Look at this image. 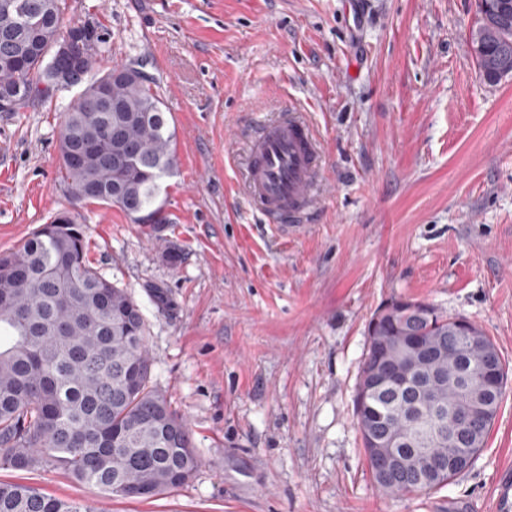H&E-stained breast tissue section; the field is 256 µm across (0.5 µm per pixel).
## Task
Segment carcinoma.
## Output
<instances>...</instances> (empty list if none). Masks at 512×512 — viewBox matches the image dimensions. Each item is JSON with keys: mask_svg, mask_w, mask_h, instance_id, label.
Returning a JSON list of instances; mask_svg holds the SVG:
<instances>
[{"mask_svg": "<svg viewBox=\"0 0 512 512\" xmlns=\"http://www.w3.org/2000/svg\"><path fill=\"white\" fill-rule=\"evenodd\" d=\"M61 0H0V89L21 84L26 94L12 110L51 96L58 84L51 61L62 38ZM485 57L508 56L512 64V9L481 20ZM98 52L84 55L85 89L62 123L60 169L70 189L87 200L119 207L133 222L141 210L163 211V180L173 174V132L163 100L139 62L93 73ZM139 70L131 79L123 72ZM101 82L111 86L115 107L90 101ZM112 142L85 163L69 151L106 132ZM80 225L44 224L17 248L0 254V467L17 471L65 469L80 484L93 485L109 498L157 496L188 482L199 466L184 418L152 385L146 350V324L128 292L85 261ZM458 317H447L429 303L409 298L391 301L369 321L367 353L361 374L390 366L416 367L405 391L418 399V417L382 396L368 399L366 421L381 416L389 439L402 457L392 482L378 478V458L361 444L371 476L389 494H417L440 488L475 460L462 444L456 420L468 401L461 384V357L480 370L488 354L501 366L494 399L498 412L508 367L485 331L464 341L456 335ZM439 416L445 432L427 423ZM495 419L471 431L484 448ZM381 426L377 430L385 429ZM423 438L424 451L407 446ZM443 473L421 481L431 461ZM0 512H81V507L36 488L0 482Z\"/></svg>", "mask_w": 512, "mask_h": 512, "instance_id": "cac0c4a2", "label": "carcinoma"}]
</instances>
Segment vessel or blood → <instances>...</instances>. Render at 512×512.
I'll return each mask as SVG.
<instances>
[{
  "instance_id": "obj_1",
  "label": "vessel or blood",
  "mask_w": 512,
  "mask_h": 512,
  "mask_svg": "<svg viewBox=\"0 0 512 512\" xmlns=\"http://www.w3.org/2000/svg\"><path fill=\"white\" fill-rule=\"evenodd\" d=\"M317 154L312 128L293 113L264 124L250 141L249 192L280 234L300 228L313 214ZM494 512H512L511 468L497 479Z\"/></svg>"
}]
</instances>
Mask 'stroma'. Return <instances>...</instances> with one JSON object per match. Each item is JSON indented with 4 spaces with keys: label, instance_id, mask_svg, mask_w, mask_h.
I'll return each mask as SVG.
<instances>
[{
    "label": "stroma",
    "instance_id": "stroma-1",
    "mask_svg": "<svg viewBox=\"0 0 512 512\" xmlns=\"http://www.w3.org/2000/svg\"><path fill=\"white\" fill-rule=\"evenodd\" d=\"M93 22L96 67L141 61L167 107L176 167L165 224L74 197L58 141L80 87L0 112V252L60 213L88 264L147 325L152 382L182 414L194 477L108 499L59 468H0L93 512H493L512 466V384L485 448L444 487L380 492L354 397L372 314L398 297L481 327L512 367V76L471 46L477 0H62ZM303 114L319 139L313 219L278 235L249 204L259 122ZM176 246L180 259L163 252Z\"/></svg>",
    "mask_w": 512,
    "mask_h": 512
}]
</instances>
